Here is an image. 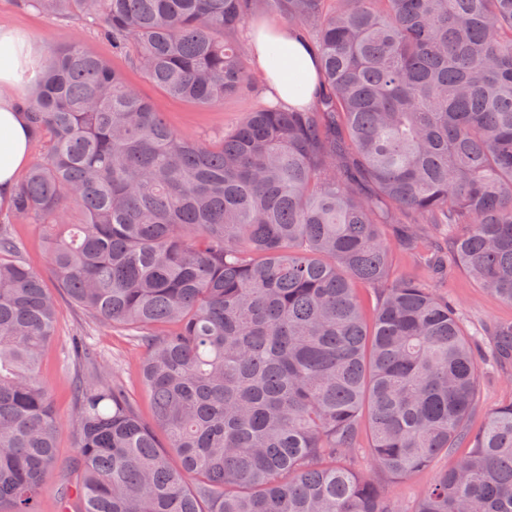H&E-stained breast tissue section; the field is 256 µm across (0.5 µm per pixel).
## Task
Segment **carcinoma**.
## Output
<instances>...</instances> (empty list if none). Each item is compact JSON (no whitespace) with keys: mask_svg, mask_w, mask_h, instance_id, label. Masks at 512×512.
Masks as SVG:
<instances>
[{"mask_svg":"<svg viewBox=\"0 0 512 512\" xmlns=\"http://www.w3.org/2000/svg\"><path fill=\"white\" fill-rule=\"evenodd\" d=\"M23 2L204 107L250 88L233 34L276 13L322 91L199 138L80 45L53 53L27 113L45 148L0 209V512H42L62 428L40 378L56 300L18 217L56 288L141 343L153 400L145 422L111 374L75 385L66 512H400L389 489L463 447L414 512H512V402L470 433L476 351L434 290L453 264L512 304V0ZM483 333L512 363V322ZM68 355L97 360L77 334ZM18 235L26 246L25 257L32 267L41 272L49 286L54 288L55 282L50 275V264L47 251L43 245V230L26 218H17L14 221Z\"/></svg>","mask_w":512,"mask_h":512,"instance_id":"carcinoma-1","label":"carcinoma"}]
</instances>
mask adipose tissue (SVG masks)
Wrapping results in <instances>:
<instances>
[{"label":"adipose tissue","instance_id":"obj_1","mask_svg":"<svg viewBox=\"0 0 512 512\" xmlns=\"http://www.w3.org/2000/svg\"><path fill=\"white\" fill-rule=\"evenodd\" d=\"M36 38L0 27V205H9L20 172L31 162L32 134L28 107L20 89L41 64ZM250 53L270 100L304 109L320 91V57L316 49L287 24L258 26Z\"/></svg>","mask_w":512,"mask_h":512}]
</instances>
